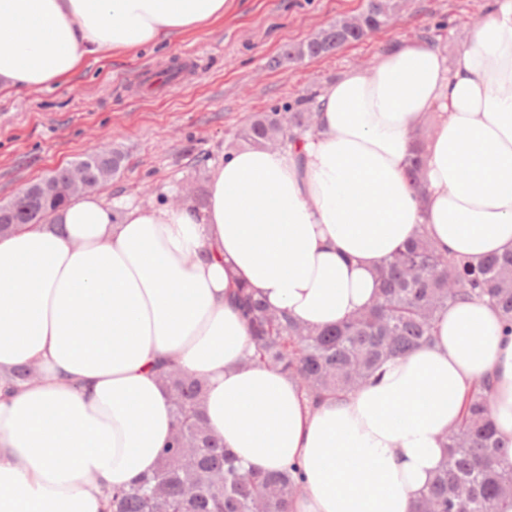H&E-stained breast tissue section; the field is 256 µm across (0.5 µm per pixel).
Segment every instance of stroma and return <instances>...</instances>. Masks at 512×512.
<instances>
[{"label":"stroma","mask_w":512,"mask_h":512,"mask_svg":"<svg viewBox=\"0 0 512 512\" xmlns=\"http://www.w3.org/2000/svg\"><path fill=\"white\" fill-rule=\"evenodd\" d=\"M362 7L363 0H233L223 20L203 30L136 54L91 57L59 86L1 96L0 205L103 143L127 157L98 189L107 200L206 197L210 170L242 148L234 133L253 113L320 92L397 39L431 36L456 60L487 12L486 0H407L394 27L333 55L270 67L287 45Z\"/></svg>","instance_id":"stroma-1"}]
</instances>
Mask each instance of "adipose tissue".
<instances>
[{"label": "adipose tissue", "mask_w": 512, "mask_h": 512, "mask_svg": "<svg viewBox=\"0 0 512 512\" xmlns=\"http://www.w3.org/2000/svg\"><path fill=\"white\" fill-rule=\"evenodd\" d=\"M231 3L0 0V96L202 30ZM314 110L302 143L248 146L215 167L205 207L118 214L85 194L0 235V376L39 372L0 398V512H101L92 487L152 474L173 422L152 365L169 355L204 381L207 425L243 467L301 463L292 512H412L486 377L512 441V336L485 300L455 302L431 344L315 408L287 375L249 362L228 301L245 284L319 328L372 305L378 267L419 233L475 265L512 250V0H491L456 62L396 41L325 84ZM429 116L420 195L405 168Z\"/></svg>", "instance_id": "1"}]
</instances>
